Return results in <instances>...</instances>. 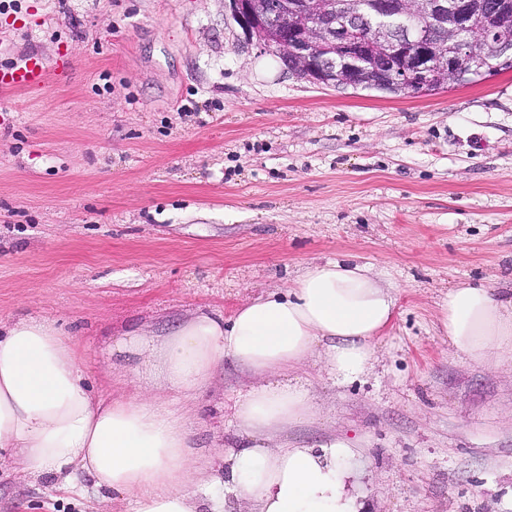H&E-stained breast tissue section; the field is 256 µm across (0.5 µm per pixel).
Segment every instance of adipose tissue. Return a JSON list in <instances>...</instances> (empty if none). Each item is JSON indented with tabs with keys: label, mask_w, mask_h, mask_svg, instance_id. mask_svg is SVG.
Returning <instances> with one entry per match:
<instances>
[{
	"label": "adipose tissue",
	"mask_w": 512,
	"mask_h": 512,
	"mask_svg": "<svg viewBox=\"0 0 512 512\" xmlns=\"http://www.w3.org/2000/svg\"><path fill=\"white\" fill-rule=\"evenodd\" d=\"M395 305L367 265L310 264L288 288L231 316L199 314L163 336L129 334L112 352L135 391L114 400L83 385L77 341L18 320L0 329V457L68 491L88 472L131 512H363L353 442L332 437L315 448L286 435L318 415L297 372L315 358L342 382L367 374ZM437 321L466 363L492 368L512 353V295L493 284L449 288ZM228 359L254 381L231 414L250 444L202 448L192 418L169 399L196 402Z\"/></svg>",
	"instance_id": "obj_1"
}]
</instances>
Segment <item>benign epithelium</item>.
<instances>
[{
	"instance_id": "benign-epithelium-1",
	"label": "benign epithelium",
	"mask_w": 512,
	"mask_h": 512,
	"mask_svg": "<svg viewBox=\"0 0 512 512\" xmlns=\"http://www.w3.org/2000/svg\"><path fill=\"white\" fill-rule=\"evenodd\" d=\"M343 4L344 0H335L331 10L319 12L308 0L289 3L288 37L281 53L289 57L293 72L312 83L334 87L345 73L354 87L369 84L415 97L434 77L448 85L462 83L456 58L422 48L426 31L419 21L427 18L448 33L463 54L489 38L487 29L472 22L473 0H369L367 20L385 30L392 59L382 65L375 60L372 43L356 32V15ZM226 7L247 38L268 45L266 19L253 10L250 0H227Z\"/></svg>"
}]
</instances>
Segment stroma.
<instances>
[{
	"mask_svg": "<svg viewBox=\"0 0 512 512\" xmlns=\"http://www.w3.org/2000/svg\"><path fill=\"white\" fill-rule=\"evenodd\" d=\"M37 52L44 91L0 92V324L53 322L86 348L95 396L132 376L107 351L352 257L396 296L373 369L301 374L296 431L357 441L369 512H512V355L461 362L437 303L461 281L512 289V70L423 97L324 89L247 38L225 0H16L0 67ZM249 386L225 363L202 447ZM56 491L0 461V512H129L78 475Z\"/></svg>",
	"mask_w": 512,
	"mask_h": 512,
	"instance_id": "stroma-1",
	"label": "stroma"
}]
</instances>
